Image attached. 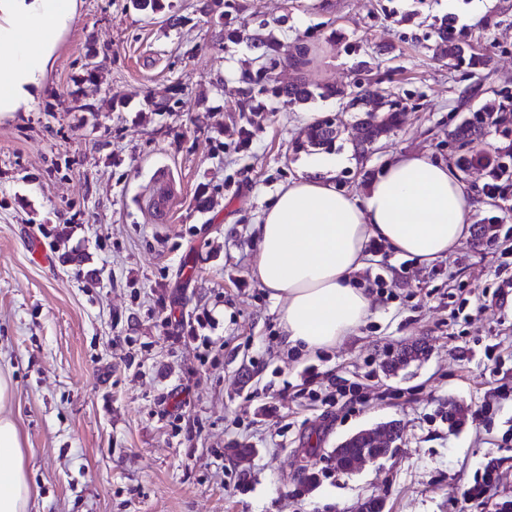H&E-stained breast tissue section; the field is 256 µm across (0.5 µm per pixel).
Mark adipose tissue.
<instances>
[{"label":"adipose tissue","mask_w":512,"mask_h":512,"mask_svg":"<svg viewBox=\"0 0 512 512\" xmlns=\"http://www.w3.org/2000/svg\"><path fill=\"white\" fill-rule=\"evenodd\" d=\"M75 0H0V112L37 110L44 75ZM340 159L312 163L280 188L255 225L252 275L278 308L286 349L336 346L371 314L356 275L371 241L422 263L447 257L469 236L473 195L458 171L428 154L395 157L362 195L338 191ZM15 383L0 371V512H32L37 490L11 409Z\"/></svg>","instance_id":"adipose-tissue-1"}]
</instances>
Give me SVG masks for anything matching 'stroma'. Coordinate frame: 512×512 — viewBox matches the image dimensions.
<instances>
[{"label": "stroma", "mask_w": 512, "mask_h": 512, "mask_svg": "<svg viewBox=\"0 0 512 512\" xmlns=\"http://www.w3.org/2000/svg\"><path fill=\"white\" fill-rule=\"evenodd\" d=\"M167 2L177 26L131 0H75L50 95L0 115V368L36 512H356L367 498L457 512L483 483L472 512H498L512 500V294L483 312L474 301L512 278V187L502 200L485 167L465 172L469 239L429 265L378 251L360 275L371 316L311 357L281 348L251 271L254 224L312 158L294 149L308 115L335 118L336 187L351 194L398 154L454 162L450 131L512 91V0H228L220 25L203 0ZM446 15L491 69L434 56ZM267 39L311 47L279 84L342 96L266 92ZM378 88L406 110L360 154L345 96ZM161 166L179 194L168 224L145 212ZM35 242L50 263L32 261ZM416 340L424 359L384 371ZM390 420L403 434L390 457L337 471L333 448Z\"/></svg>", "instance_id": "obj_1"}]
</instances>
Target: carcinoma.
<instances>
[{
	"mask_svg": "<svg viewBox=\"0 0 512 512\" xmlns=\"http://www.w3.org/2000/svg\"><path fill=\"white\" fill-rule=\"evenodd\" d=\"M135 8L148 15H159L165 10L166 0H132ZM436 33V50L439 55L448 60V65L466 60L474 71H484L491 67L493 59L487 53L476 52L467 48L466 43L454 28V23L447 17L437 18L434 22ZM276 96L284 95L295 103H306L315 96L323 98L344 96V91L334 88H325L315 93L306 84H289L273 87ZM348 107L364 113L355 127V147L364 153L368 146L390 134L398 122V114L402 111L397 100L388 99L378 94H359L351 98ZM501 112H512V100L507 98H493L472 118L458 125L454 129V140L460 143L456 166L466 171L475 161H483L490 168V173L504 168L499 162L500 157H512V143L496 149V156L492 157L479 147L481 137L486 127L496 122L494 116ZM339 135V129L325 121L318 120L310 125L306 131L305 139L296 142L295 150L301 151L311 148H328ZM427 353V346L416 341L410 347H403L392 357L388 370L394 372L405 366L408 362L421 359Z\"/></svg>",
	"mask_w": 512,
	"mask_h": 512,
	"instance_id": "1",
	"label": "carcinoma"
}]
</instances>
